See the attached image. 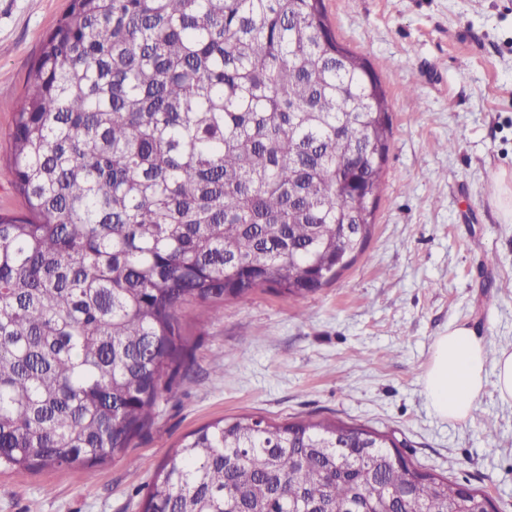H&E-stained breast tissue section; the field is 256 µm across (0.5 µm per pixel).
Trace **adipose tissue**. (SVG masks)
<instances>
[{
    "label": "adipose tissue",
    "instance_id": "ef3b65f1",
    "mask_svg": "<svg viewBox=\"0 0 512 512\" xmlns=\"http://www.w3.org/2000/svg\"><path fill=\"white\" fill-rule=\"evenodd\" d=\"M489 382L502 402L512 404L511 350H500L495 360H488L482 341L462 324L435 337L424 371V392L439 418L467 421Z\"/></svg>",
    "mask_w": 512,
    "mask_h": 512
}]
</instances>
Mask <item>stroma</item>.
Instances as JSON below:
<instances>
[{"mask_svg": "<svg viewBox=\"0 0 512 512\" xmlns=\"http://www.w3.org/2000/svg\"><path fill=\"white\" fill-rule=\"evenodd\" d=\"M69 0H0V210L24 212L5 163L31 67ZM339 42L373 67L392 137L363 253L303 299L256 290L219 318L191 306L193 357L130 448L80 470L0 473V512H141L183 437L223 416L336 419L395 433L414 463L512 512V405L486 385L464 423L438 418L423 373L466 324L488 359L512 349V0H324Z\"/></svg>", "mask_w": 512, "mask_h": 512, "instance_id": "obj_1", "label": "stroma"}]
</instances>
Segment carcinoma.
Returning <instances> with one entry per match:
<instances>
[{"label":"carcinoma","mask_w":512,"mask_h":512,"mask_svg":"<svg viewBox=\"0 0 512 512\" xmlns=\"http://www.w3.org/2000/svg\"><path fill=\"white\" fill-rule=\"evenodd\" d=\"M323 0H70L30 70L0 213V471L87 476L191 357L182 308L304 297L369 240L392 126ZM385 432L253 415L189 433L142 512H485Z\"/></svg>","instance_id":"cac0c4a2"}]
</instances>
